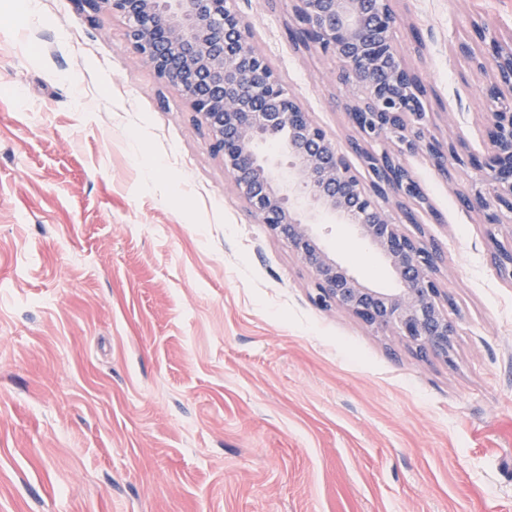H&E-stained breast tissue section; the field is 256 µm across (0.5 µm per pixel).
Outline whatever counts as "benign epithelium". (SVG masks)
<instances>
[{
	"mask_svg": "<svg viewBox=\"0 0 512 512\" xmlns=\"http://www.w3.org/2000/svg\"><path fill=\"white\" fill-rule=\"evenodd\" d=\"M77 2L126 21L132 50L161 83L186 97L258 223L287 241L308 268L319 304L341 307L372 328L392 329L418 352L451 359L457 326L437 279V255L423 231H403L406 224L419 226L416 210L432 206L400 156L425 152L446 179L458 166L472 168L483 189L467 196L468 206L485 224H512V40L483 23L474 25L482 54L460 44L485 77L488 148L475 155L464 151L462 140L431 133L427 92L396 43L391 0H288L289 42L334 58L337 78L350 91L345 107L355 136L349 148L361 174L286 90L228 0ZM265 142L279 147L280 158L260 153ZM384 142L395 150L371 149ZM322 220L353 227L386 261L397 287L378 288L341 262L317 231ZM493 260L512 278V244L495 243Z\"/></svg>",
	"mask_w": 512,
	"mask_h": 512,
	"instance_id": "benign-epithelium-1",
	"label": "benign epithelium"
}]
</instances>
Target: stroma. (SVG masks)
<instances>
[{
	"instance_id": "stroma-1",
	"label": "stroma",
	"mask_w": 512,
	"mask_h": 512,
	"mask_svg": "<svg viewBox=\"0 0 512 512\" xmlns=\"http://www.w3.org/2000/svg\"><path fill=\"white\" fill-rule=\"evenodd\" d=\"M284 87L340 147L336 62L298 51L286 0H230ZM439 133L487 142L459 54L512 0H392ZM0 0V512H512V279L446 179L404 154L431 210L453 359L314 301L177 89L117 16ZM319 231L380 287L351 231Z\"/></svg>"
}]
</instances>
